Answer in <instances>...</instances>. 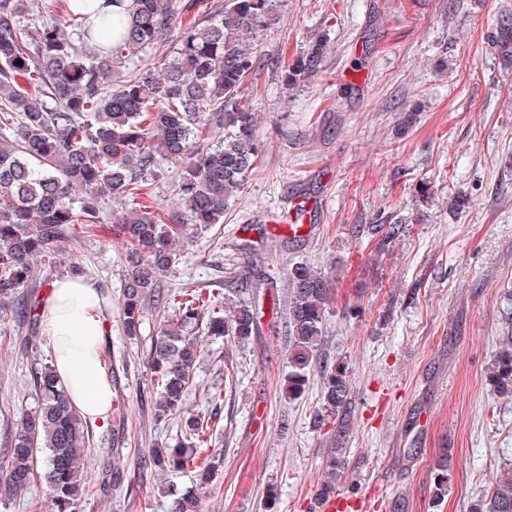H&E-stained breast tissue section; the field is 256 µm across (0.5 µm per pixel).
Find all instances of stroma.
Instances as JSON below:
<instances>
[{
	"label": "stroma",
	"mask_w": 512,
	"mask_h": 512,
	"mask_svg": "<svg viewBox=\"0 0 512 512\" xmlns=\"http://www.w3.org/2000/svg\"><path fill=\"white\" fill-rule=\"evenodd\" d=\"M275 12L242 88L261 153L223 223L181 246L161 285L221 294L260 274L254 297L268 312L289 266L325 272L336 300L324 352L348 366L350 405L315 425L316 372L302 397H286L278 321L242 345L201 336L180 410L157 419L147 356L161 313L147 307L140 336H124L130 204L104 199L88 233L34 260L57 280L76 255L106 301L112 413L89 427L76 512H171L195 472L146 474L141 463L185 441L190 418L208 420L203 445L217 467L200 512H323L314 497L331 455L344 512L355 501L360 512H467L512 469V400L485 380L512 288V66L491 47L512 0H276ZM317 38L328 46L322 72L286 91L277 61ZM179 172L165 163L150 182L161 213L182 212ZM301 200L312 230L296 241L283 218ZM397 222L404 236L376 252L370 226ZM52 357L41 327L0 312V454ZM444 450L450 487L437 506L432 471Z\"/></svg>",
	"instance_id": "35a3bbf8"
}]
</instances>
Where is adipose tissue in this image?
Here are the masks:
<instances>
[{"label": "adipose tissue", "mask_w": 512, "mask_h": 512, "mask_svg": "<svg viewBox=\"0 0 512 512\" xmlns=\"http://www.w3.org/2000/svg\"><path fill=\"white\" fill-rule=\"evenodd\" d=\"M43 334L56 352L58 381L87 422L108 419L112 384L104 356L109 328L99 290L79 277L55 280L40 305Z\"/></svg>", "instance_id": "adipose-tissue-1"}]
</instances>
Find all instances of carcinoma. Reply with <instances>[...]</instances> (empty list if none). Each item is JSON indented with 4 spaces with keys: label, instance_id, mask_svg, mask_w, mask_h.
I'll return each instance as SVG.
<instances>
[{
    "label": "carcinoma",
    "instance_id": "obj_1",
    "mask_svg": "<svg viewBox=\"0 0 512 512\" xmlns=\"http://www.w3.org/2000/svg\"><path fill=\"white\" fill-rule=\"evenodd\" d=\"M46 22L35 30L20 24L23 0H0V308L16 307L23 325L40 321V299L15 303L36 282L32 262L62 247L76 228L94 223L105 198L141 196L162 159L182 163L179 192L185 222L166 224L141 204L124 217L128 280L122 302L123 332L140 336L146 305L169 308L149 349V369L159 419L175 412L192 383L200 351L196 328L237 343L258 333L261 315L251 298L228 306L213 295L183 288L164 293L160 276L176 263L187 231L224 222L261 149L257 117L242 104L241 89L256 70L257 34L273 21V0H224L213 16L178 29L168 64L127 78L123 69L137 52L168 31L188 9L180 0H130L119 16L123 32L112 33V15L93 22L71 8L74 0H30ZM501 57L512 63V15H502L493 35ZM326 44L315 41L281 67L282 83L297 89L324 66ZM22 60L23 65L16 64ZM119 83L112 84V78ZM224 140L210 143L212 129ZM505 332L487 376L499 396L512 400V293ZM328 275L307 263L288 268L283 295L288 347V399L300 397L314 370L322 379L323 409L336 415L347 406V366L321 362L326 316L333 311ZM208 310L203 318L202 310ZM36 406L20 418L10 448L0 456V489L16 495L34 478L54 500L56 512H75L88 461L86 422L57 380L54 364L35 372ZM44 455L37 473V454ZM152 466L199 469L200 484L213 476L201 448L153 450ZM448 495V458L434 473L433 497ZM172 512H198L193 491L174 501ZM468 512H512V478L497 480L471 500Z\"/></svg>",
    "mask_w": 512,
    "mask_h": 512
}]
</instances>
